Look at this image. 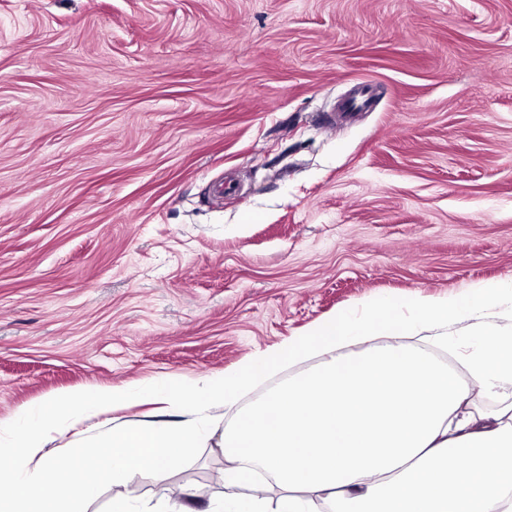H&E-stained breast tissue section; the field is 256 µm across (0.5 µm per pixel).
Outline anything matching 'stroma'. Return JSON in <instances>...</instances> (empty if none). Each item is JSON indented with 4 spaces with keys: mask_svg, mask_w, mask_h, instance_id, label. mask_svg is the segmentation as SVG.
<instances>
[{
    "mask_svg": "<svg viewBox=\"0 0 512 512\" xmlns=\"http://www.w3.org/2000/svg\"><path fill=\"white\" fill-rule=\"evenodd\" d=\"M490 280L512 0H0L1 424ZM222 466L215 437L123 493L207 512Z\"/></svg>",
    "mask_w": 512,
    "mask_h": 512,
    "instance_id": "1",
    "label": "stroma"
}]
</instances>
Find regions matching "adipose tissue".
Returning <instances> with one entry per match:
<instances>
[{
  "mask_svg": "<svg viewBox=\"0 0 512 512\" xmlns=\"http://www.w3.org/2000/svg\"><path fill=\"white\" fill-rule=\"evenodd\" d=\"M511 283H482L467 296L416 295L373 300L363 312L342 311L304 335L256 351L235 371L202 380L176 375L142 385L92 386L46 399L0 429L20 449L0 476V512H55L41 488L95 500L142 473L164 475L189 449L220 436L224 448L222 512H512V403L496 414L466 408L470 385L488 395L512 386V328L480 320ZM473 321L480 345L466 360L463 384L428 350L405 337ZM353 340L356 351H346ZM319 362L250 405L241 397L284 364ZM136 402L157 407L152 419L105 433L93 422ZM232 415L220 429L224 415ZM67 436L80 450L62 472L45 446Z\"/></svg>",
  "mask_w": 512,
  "mask_h": 512,
  "instance_id": "1",
  "label": "adipose tissue"
}]
</instances>
